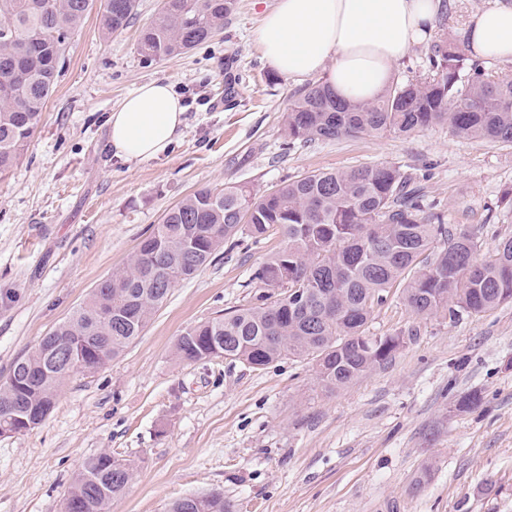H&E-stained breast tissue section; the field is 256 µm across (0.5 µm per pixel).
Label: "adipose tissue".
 <instances>
[{
  "instance_id": "1",
  "label": "adipose tissue",
  "mask_w": 512,
  "mask_h": 512,
  "mask_svg": "<svg viewBox=\"0 0 512 512\" xmlns=\"http://www.w3.org/2000/svg\"><path fill=\"white\" fill-rule=\"evenodd\" d=\"M441 0H277L255 33L282 77H321L337 99H373L391 85L396 64L431 40ZM464 38L480 59L512 60V0L474 14ZM185 108L170 83L153 80L112 111V152L126 162L167 153L182 134Z\"/></svg>"
}]
</instances>
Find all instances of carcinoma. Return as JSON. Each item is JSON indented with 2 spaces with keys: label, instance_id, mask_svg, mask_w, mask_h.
<instances>
[{
  "label": "carcinoma",
  "instance_id": "1",
  "mask_svg": "<svg viewBox=\"0 0 512 512\" xmlns=\"http://www.w3.org/2000/svg\"><path fill=\"white\" fill-rule=\"evenodd\" d=\"M94 0H0V175L34 136L64 67L65 50ZM236 0H162L139 37L148 62L185 53L224 26ZM137 0H101L105 35L125 30ZM429 75L388 87L368 101L342 103L322 82L295 91L288 143L306 146L364 134L401 137L434 123L489 143H512V80L469 62L464 40L428 56ZM247 229L255 239L280 232L288 249L255 272L253 303L184 331L175 355L215 358L259 370L285 357L315 361L321 386L346 387L392 359L398 335L367 331L391 289L418 316L478 315L512 303V237L492 248L464 224H448L425 204L395 164L301 175L257 195L246 184L202 188L170 208L131 255L66 321L0 381V431L34 412L53 411L75 374L117 357L141 336L176 283L194 277ZM129 461L101 453L84 462L67 500L75 512H107L130 484ZM204 512H233L224 494H207Z\"/></svg>",
  "mask_w": 512,
  "mask_h": 512
}]
</instances>
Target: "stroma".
Returning a JSON list of instances; mask_svg holds the SVG:
<instances>
[{"label": "stroma", "instance_id": "stroma-1", "mask_svg": "<svg viewBox=\"0 0 512 512\" xmlns=\"http://www.w3.org/2000/svg\"><path fill=\"white\" fill-rule=\"evenodd\" d=\"M443 2L432 42L397 64L396 82L425 77L434 43L461 36L496 0ZM275 4L237 0L209 41L153 63L137 40L160 0H139L123 33L104 35L93 11L73 35L34 137L0 176V291L15 297L0 310V378L126 264L166 211L203 187L269 192L312 171L395 163L483 247L512 236V214L499 206L512 185V144L436 123L406 137L290 146L283 116L299 85L270 67L255 40ZM151 79L193 103L168 153L128 163L112 153L107 118ZM287 246L279 233L258 241L239 233L171 289L120 356L72 377L45 423L0 435V512H64L74 475L102 452L135 469L108 512H166L211 492L235 512H512V304L419 317L392 293L367 327L402 335L403 346L332 392L311 360L262 370L174 360L187 328L251 304L255 271ZM465 399L470 407L460 408Z\"/></svg>", "mask_w": 512, "mask_h": 512}]
</instances>
